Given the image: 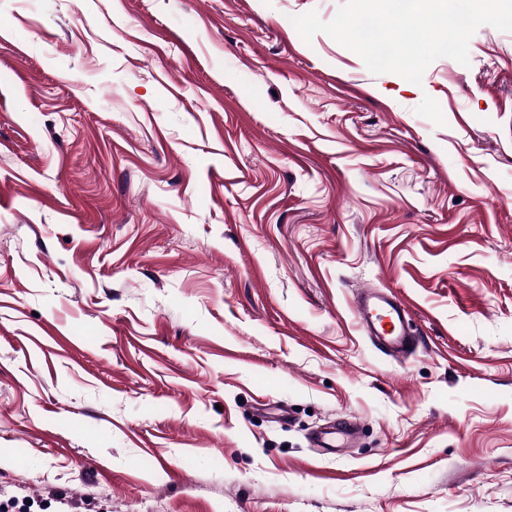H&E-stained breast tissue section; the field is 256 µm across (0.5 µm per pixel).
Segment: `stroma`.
Returning <instances> with one entry per match:
<instances>
[{"mask_svg": "<svg viewBox=\"0 0 512 512\" xmlns=\"http://www.w3.org/2000/svg\"><path fill=\"white\" fill-rule=\"evenodd\" d=\"M342 2L0 0L1 501L512 512V32L416 85ZM353 301L357 322L377 350L397 358L414 350L413 341L404 330L409 307L403 298L392 292L384 294L365 289ZM380 317L385 318V322Z\"/></svg>", "mask_w": 512, "mask_h": 512, "instance_id": "stroma-1", "label": "stroma"}]
</instances>
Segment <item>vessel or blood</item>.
Returning a JSON list of instances; mask_svg holds the SVG:
<instances>
[{
	"mask_svg": "<svg viewBox=\"0 0 512 512\" xmlns=\"http://www.w3.org/2000/svg\"><path fill=\"white\" fill-rule=\"evenodd\" d=\"M354 305L361 330L377 350L397 358L413 351V341L404 330L409 307L403 298L365 289L355 296Z\"/></svg>",
	"mask_w": 512,
	"mask_h": 512,
	"instance_id": "vessel-or-blood-1",
	"label": "vessel or blood"
}]
</instances>
